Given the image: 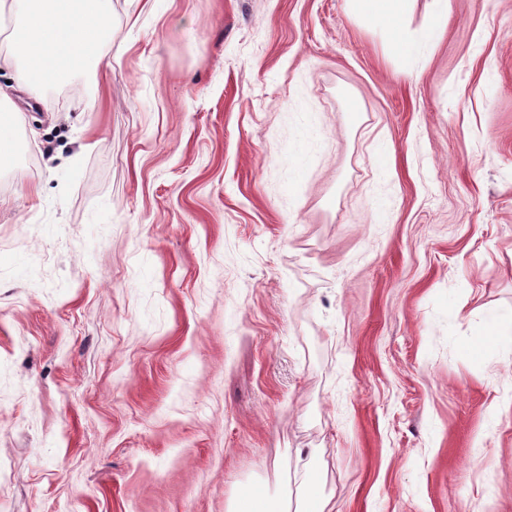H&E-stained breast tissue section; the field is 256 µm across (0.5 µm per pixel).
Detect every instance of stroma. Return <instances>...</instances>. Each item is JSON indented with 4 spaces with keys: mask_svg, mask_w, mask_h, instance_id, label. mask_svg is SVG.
Here are the masks:
<instances>
[{
    "mask_svg": "<svg viewBox=\"0 0 512 512\" xmlns=\"http://www.w3.org/2000/svg\"><path fill=\"white\" fill-rule=\"evenodd\" d=\"M112 0L0 50V512H512V0ZM500 324L482 357L471 348ZM20 16L10 39L21 67L18 86H54L74 67L98 70L112 35V0H1ZM353 9L376 26H392L405 12L409 0H351ZM441 27V17H434L411 39L402 37L397 28H393L392 31L395 35L396 46L399 51L406 55H413L422 43L435 41L441 31ZM278 511H290L276 510L275 506L272 505L264 493L261 490H252L247 492L240 500L237 508L234 512H278Z\"/></svg>",
    "mask_w": 512,
    "mask_h": 512,
    "instance_id": "1",
    "label": "stroma"
}]
</instances>
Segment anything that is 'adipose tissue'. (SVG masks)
I'll use <instances>...</instances> for the list:
<instances>
[{"label":"adipose tissue","instance_id":"obj_1","mask_svg":"<svg viewBox=\"0 0 512 512\" xmlns=\"http://www.w3.org/2000/svg\"><path fill=\"white\" fill-rule=\"evenodd\" d=\"M4 10L20 17L10 35L22 58L18 85L54 86L73 68H103L112 0H0Z\"/></svg>","mask_w":512,"mask_h":512}]
</instances>
